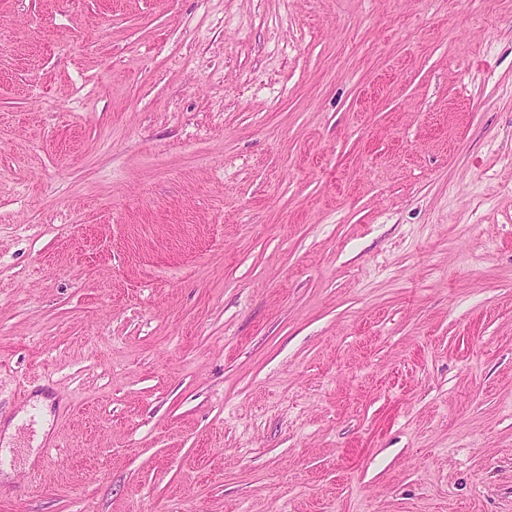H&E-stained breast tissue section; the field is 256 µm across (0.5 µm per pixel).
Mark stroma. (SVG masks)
<instances>
[{
  "mask_svg": "<svg viewBox=\"0 0 512 512\" xmlns=\"http://www.w3.org/2000/svg\"><path fill=\"white\" fill-rule=\"evenodd\" d=\"M11 424L0 512H512V0H0Z\"/></svg>",
  "mask_w": 512,
  "mask_h": 512,
  "instance_id": "stroma-1",
  "label": "stroma"
}]
</instances>
